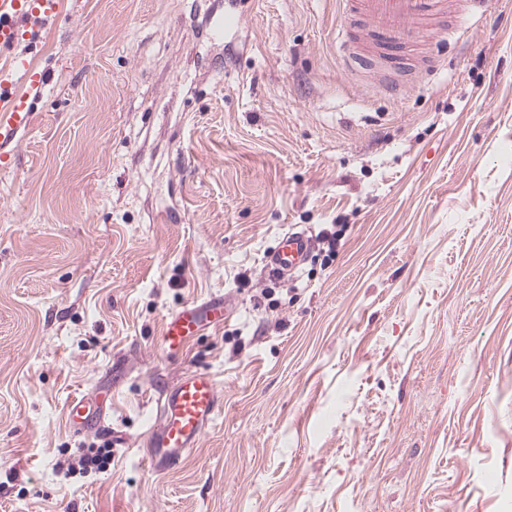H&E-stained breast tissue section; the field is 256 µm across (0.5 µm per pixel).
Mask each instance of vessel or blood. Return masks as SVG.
Masks as SVG:
<instances>
[{
	"instance_id": "b4317fda",
	"label": "vessel or blood",
	"mask_w": 512,
	"mask_h": 512,
	"mask_svg": "<svg viewBox=\"0 0 512 512\" xmlns=\"http://www.w3.org/2000/svg\"><path fill=\"white\" fill-rule=\"evenodd\" d=\"M340 49L344 70L360 64L374 86L401 92L405 83L439 68L440 44L469 39L468 25L476 0H342ZM62 0H0V48L25 39L29 28L56 19ZM43 74L23 57H11L0 69V166L11 159L19 138L33 122L31 96L39 94ZM313 241L305 233L288 232L265 258L267 267L288 275L302 269ZM227 316L223 299L188 304L169 314L160 337L163 354H182L205 325L221 326ZM219 407V385L211 374L194 370L166 392L156 424L147 438L148 460L159 472L179 465L196 448ZM101 420L89 399H76L66 409L69 427L82 431Z\"/></svg>"
}]
</instances>
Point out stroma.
I'll return each instance as SVG.
<instances>
[{
  "instance_id": "35a3bbf8",
  "label": "stroma",
  "mask_w": 512,
  "mask_h": 512,
  "mask_svg": "<svg viewBox=\"0 0 512 512\" xmlns=\"http://www.w3.org/2000/svg\"><path fill=\"white\" fill-rule=\"evenodd\" d=\"M65 2L10 49L47 86L0 168V512H512V0L395 98L338 70V0ZM193 369L221 407L160 473ZM313 241L304 232H288L277 247L266 257L267 267L277 274H293L302 269L308 260ZM227 310L222 298H212L202 304H187L169 314L160 337V349L167 356L182 354L191 339L198 336L205 325H224ZM219 385L211 374L193 370L166 392L147 438L148 460L158 472L179 465L196 448L219 407ZM101 410L94 406L89 399L73 400L66 409V421L75 431H82L92 425H100ZM112 461V449L107 444L102 448H92L89 454L84 455L80 459L83 470H105Z\"/></svg>"
}]
</instances>
